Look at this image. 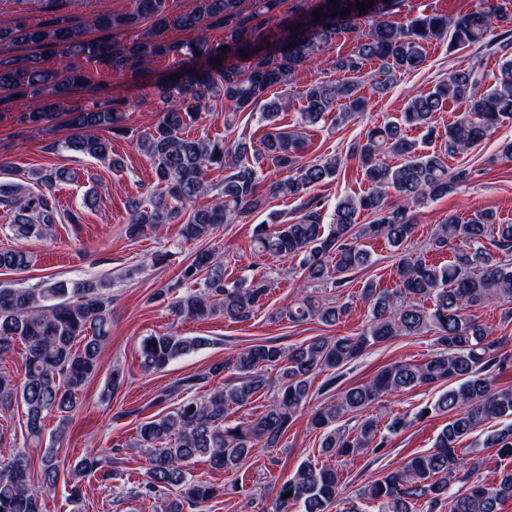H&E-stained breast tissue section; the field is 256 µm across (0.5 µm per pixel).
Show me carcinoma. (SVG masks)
<instances>
[{"mask_svg": "<svg viewBox=\"0 0 512 512\" xmlns=\"http://www.w3.org/2000/svg\"><path fill=\"white\" fill-rule=\"evenodd\" d=\"M373 2L360 11L357 4ZM195 7L182 14L167 9V0H135L133 10L101 13L84 27L63 19L29 24L18 20L0 26V44L22 43L33 54L0 57V92L11 96L40 98L44 103L26 113L22 121L38 128L67 116L73 134L61 149L108 161L111 142L99 136L110 130L115 136L128 133L122 126L124 99L99 86L104 99L87 107L67 108L63 99L87 81L76 60L101 65L112 71H147L162 58L174 59L170 78L156 84L162 116L153 128L141 132L137 149L153 164L155 186L145 200L133 198L127 207L126 235L136 238L169 224L178 225L184 240L209 238L224 224L242 223L264 210L270 198H293L297 216L288 220L279 212L255 225L252 249L261 255L299 258L304 280L337 287L347 274L371 264L364 241L384 238L398 254L395 285L379 288L371 283L360 291L369 309L368 320L355 336H315L284 348L268 341L251 346L229 360L214 364L208 373L175 381L158 397L166 401L189 391L208 376L228 371L233 379L210 391L198 401L189 398L158 419L137 428L134 441L113 448H99L75 462L46 448L39 477L32 478L30 460L24 450H13L0 433V512H45L46 498L55 491L61 474L82 476L96 472L110 478L119 464L121 448L147 450L146 479L137 494L156 500L159 512H206L215 498L216 487L194 478L189 466L203 457L211 467L235 471L245 461L270 453L280 443L298 413L311 399L312 379L330 372L318 393L330 391L338 371L357 360L363 352L396 336L434 333L436 352L413 363L394 361L372 379L326 398L310 417V425L322 431V454L341 459V469L302 463L279 486L277 512H332L342 503L343 512H362L360 503L377 506V512H501V504L512 499V467L492 484L475 477L479 464L472 463L457 445L483 430L485 424L506 419L503 428L486 434L482 447L512 459V387L496 385L497 372L512 364V355L499 351L508 341L490 339L493 330L480 323L474 310L486 303L509 306L512 313V224H502L496 214L483 211L466 221L450 215L437 225L426 246L416 248L412 208L420 207L453 192L465 183L470 170L448 168V160L466 153L490 136L505 121H512V12L495 0H477L470 10L454 17L433 12L405 17L398 22L405 0H318L312 13L277 16L284 0H195ZM351 13H345V10ZM224 30V42L213 44L205 31ZM138 29L130 42L91 38L89 30L107 32ZM170 29L195 34L190 40L171 41ZM499 33H494V30ZM341 34L350 35L352 50L336 56L334 69L340 80L312 79L303 92L296 128L279 126L281 113L288 111V94L270 95L274 87H288L294 72L320 64L319 55ZM448 39V48L473 49L474 61L436 83L425 94L412 96L394 120L368 129L352 146L348 158L357 160L368 184L359 195L337 199L330 223L322 207L310 195L311 188L334 181L344 167L338 154L302 161L306 147L303 130L333 121L344 126L364 112L358 96L361 83L385 94L396 81V73L420 68L426 46ZM58 57L57 67L43 66L42 52ZM248 52L243 56L240 51ZM502 59L498 72L488 71L484 59ZM222 60L218 65L215 60ZM380 66L368 71L373 62ZM227 106L224 126L234 124L237 114L252 109L260 112L268 128L254 149L244 138L201 135L185 131L197 123L202 111ZM461 103L465 110L448 129L432 125L435 113L445 105ZM425 129V137L443 139L442 146L424 152L406 137L409 129ZM404 156L392 165L390 154ZM288 169L289 176L270 182L266 192L263 166ZM209 171L224 174L217 185L205 180ZM68 179L56 168L37 173L41 189L32 191L15 181H0V210L11 216L9 231L17 239L48 236L54 225L82 221L84 209L95 206L88 194L83 205L59 212L53 188ZM218 191L216 200L204 206L197 199ZM374 217L370 224L358 223L360 214ZM451 249L452 260L435 266L427 259L430 251ZM32 262L22 248L0 250V270L23 271ZM179 283L195 288L171 299L173 312L181 317L203 320L222 314L236 322L251 319L269 281L250 283L224 280V261L210 251L199 253L181 272ZM104 281L84 279L67 287L60 282H42L32 288H0V356L21 344L25 350L24 375L20 379L0 375V411L22 403L26 439L38 444L45 420L57 414L61 423L81 405V392L96 374L100 354L109 340L108 323L112 299ZM346 302L323 301L304 296L288 308L293 323L316 318L334 325L348 314ZM209 344L205 336H182L165 332L144 337L139 347L143 372L151 373L172 361ZM276 371V393L264 412L242 415L235 421L230 411L246 406L252 397L271 387L268 376ZM455 382L442 391L432 406L419 412L447 418L434 447L413 457L397 471L359 489L355 498L344 501V470L365 450L380 451L386 442L379 421L367 408L384 395L406 392L438 382ZM355 421L353 426L348 422ZM292 492L288 498L282 497Z\"/></svg>", "mask_w": 512, "mask_h": 512, "instance_id": "1", "label": "carcinoma"}]
</instances>
